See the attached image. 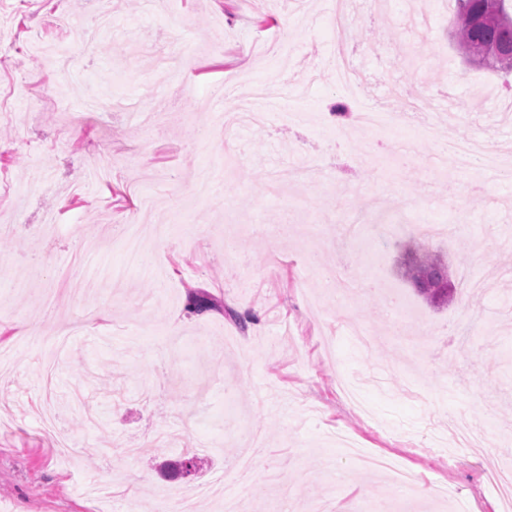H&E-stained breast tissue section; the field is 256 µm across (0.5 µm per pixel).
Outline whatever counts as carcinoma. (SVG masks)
<instances>
[{"label": "carcinoma", "instance_id": "carcinoma-1", "mask_svg": "<svg viewBox=\"0 0 512 512\" xmlns=\"http://www.w3.org/2000/svg\"><path fill=\"white\" fill-rule=\"evenodd\" d=\"M451 35L459 48L495 44L512 50V11L507 0H456ZM484 66L505 73L512 72L511 55H491ZM404 278L427 304L441 307L448 304L453 293L451 269L443 256L419 246L411 251ZM215 307L207 294L192 291L188 296V309L202 314Z\"/></svg>", "mask_w": 512, "mask_h": 512}]
</instances>
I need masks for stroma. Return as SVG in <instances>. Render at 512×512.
<instances>
[{"instance_id": "stroma-1", "label": "stroma", "mask_w": 512, "mask_h": 512, "mask_svg": "<svg viewBox=\"0 0 512 512\" xmlns=\"http://www.w3.org/2000/svg\"><path fill=\"white\" fill-rule=\"evenodd\" d=\"M345 3L342 41L327 0H109L111 30L61 85L46 56L56 44L80 50L88 0H0V512H161V491L212 483L194 512H222L228 494L244 512H357L364 501L372 512H504L488 476L512 468V177L436 160L448 141L512 149V94L503 73L458 53L455 0ZM285 21L283 67L254 45ZM174 29L201 42L199 69L179 87L161 66ZM341 51L362 100L336 83ZM239 70L306 97L240 126L223 184L176 213L173 195L222 164L196 132L236 111L235 92L217 87ZM418 82L431 138L357 126L363 105L400 114ZM157 108L163 124L130 118ZM160 181L173 195L141 227L153 263L128 267L117 229ZM383 213L395 231L354 238L356 289L336 295L345 229ZM416 224L448 227L423 242L452 270L441 308L401 275ZM201 288L218 307L188 314ZM388 292L415 332L393 335ZM48 402L69 453L41 429ZM453 416L480 425L486 447L458 453ZM256 430L255 478L243 484L229 463ZM340 434L406 465L418 495L348 456ZM106 438L113 448L99 452ZM140 438L162 439L155 461L126 455ZM186 448L196 474L158 470Z\"/></svg>"}]
</instances>
